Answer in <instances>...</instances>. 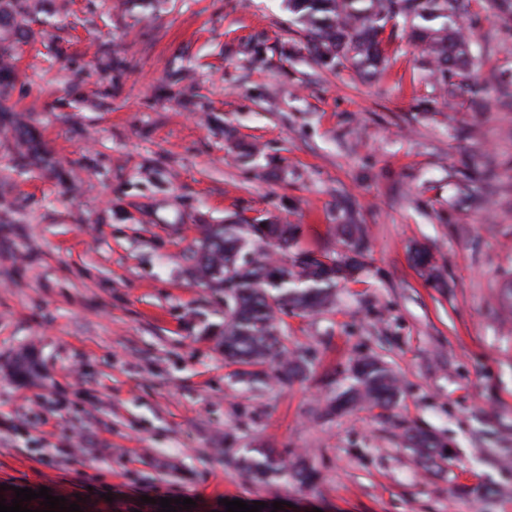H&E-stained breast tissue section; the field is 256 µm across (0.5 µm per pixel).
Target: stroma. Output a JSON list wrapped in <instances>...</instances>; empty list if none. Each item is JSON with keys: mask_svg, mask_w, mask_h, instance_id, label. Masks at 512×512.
<instances>
[{"mask_svg": "<svg viewBox=\"0 0 512 512\" xmlns=\"http://www.w3.org/2000/svg\"><path fill=\"white\" fill-rule=\"evenodd\" d=\"M0 26V485L97 512H160L136 489L285 501L288 512H512V81L508 20L472 0L475 92L448 97L403 28L371 79L304 44L286 0H19ZM489 204L461 197L466 177ZM353 212L366 269L317 315L288 314L304 363L261 388L225 360L224 292L188 256L203 225L278 219L331 253ZM430 252L436 277L412 252ZM402 378L388 411L317 410L360 357ZM33 358L23 374L17 364ZM435 434L423 467L406 429ZM274 450L315 485L254 481ZM234 464L249 477L258 481L269 479H283L286 482L294 481L304 485L314 484L318 472L304 463L289 464L283 457L273 456L262 448H254L234 461Z\"/></svg>", "mask_w": 512, "mask_h": 512, "instance_id": "stroma-1", "label": "stroma"}]
</instances>
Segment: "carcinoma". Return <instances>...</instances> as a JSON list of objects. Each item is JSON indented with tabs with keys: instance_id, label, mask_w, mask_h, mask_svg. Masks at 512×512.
<instances>
[{
	"instance_id": "carcinoma-1",
	"label": "carcinoma",
	"mask_w": 512,
	"mask_h": 512,
	"mask_svg": "<svg viewBox=\"0 0 512 512\" xmlns=\"http://www.w3.org/2000/svg\"><path fill=\"white\" fill-rule=\"evenodd\" d=\"M305 24L307 49L336 65L353 63L369 76L383 62L382 35L387 25L403 23L411 41L423 47L421 64L455 96L471 89L466 39L458 19L471 0H288ZM336 230L344 251L311 258L309 252L288 254L299 226L270 222L262 226L230 220L206 224L192 254V275L212 288L224 289V355L244 366L250 384L271 380L286 385L298 377L301 361L290 355L281 330V315L294 311L319 314L329 308L335 288L365 268L366 231L351 217ZM349 387L324 407L340 415L356 406L389 409L401 393L399 377L374 358L356 361ZM406 447L426 462L442 455L441 443L429 432L407 429ZM234 464L258 481L283 479L314 484L318 472L303 463L290 464L262 448H254Z\"/></svg>"
}]
</instances>
